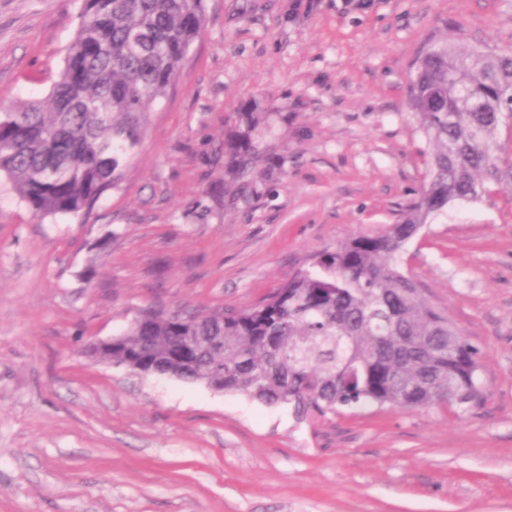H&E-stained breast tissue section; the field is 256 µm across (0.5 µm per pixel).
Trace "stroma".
Wrapping results in <instances>:
<instances>
[{
	"label": "stroma",
	"mask_w": 512,
	"mask_h": 512,
	"mask_svg": "<svg viewBox=\"0 0 512 512\" xmlns=\"http://www.w3.org/2000/svg\"><path fill=\"white\" fill-rule=\"evenodd\" d=\"M83 8L0 0V112L47 95ZM204 16L88 213L36 215L0 181V512H512V189L449 206L401 258L482 351L466 411L300 420L85 356L143 309L254 305L395 223L429 153L406 97L423 45L512 50V0H204Z\"/></svg>",
	"instance_id": "35a3bbf8"
}]
</instances>
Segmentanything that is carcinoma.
<instances>
[{"instance_id": "1", "label": "carcinoma", "mask_w": 512, "mask_h": 512, "mask_svg": "<svg viewBox=\"0 0 512 512\" xmlns=\"http://www.w3.org/2000/svg\"><path fill=\"white\" fill-rule=\"evenodd\" d=\"M203 25V0H85L48 98L0 113V178L38 215L90 209L119 179ZM407 104L429 164L396 223L315 255L251 308L145 310L91 356L208 385L222 371L224 392L287 403L302 419L372 405L413 412L476 403L480 350L399 258L448 205L512 184L498 139L512 124V50L458 47L446 37L426 45Z\"/></svg>"}]
</instances>
